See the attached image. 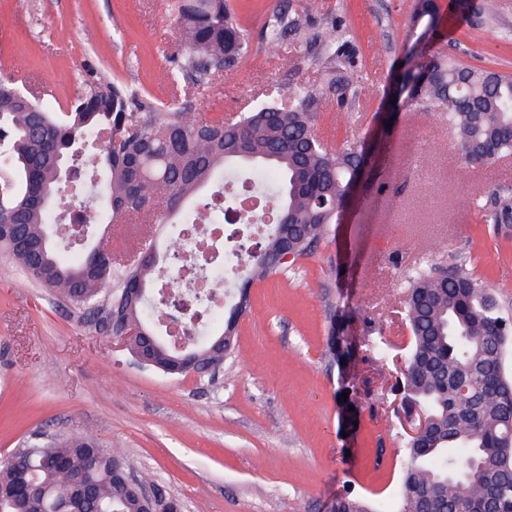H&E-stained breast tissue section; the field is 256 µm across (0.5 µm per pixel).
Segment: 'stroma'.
Instances as JSON below:
<instances>
[{
	"instance_id": "35a3bbf8",
	"label": "stroma",
	"mask_w": 512,
	"mask_h": 512,
	"mask_svg": "<svg viewBox=\"0 0 512 512\" xmlns=\"http://www.w3.org/2000/svg\"><path fill=\"white\" fill-rule=\"evenodd\" d=\"M175 2L0 0V72L23 70L19 87L59 111L91 69L170 104L183 93L168 77L179 47ZM415 3L227 0L248 52L210 76L196 115L230 118L265 94L322 85L329 71L313 37L334 27L349 32L355 64L343 100L321 101L318 133L370 144L375 165L312 255L251 284L235 348L213 376L138 364L0 252V462L34 434L90 429L184 512H328L348 490L393 505L406 457L393 385L409 342L398 316L408 275L458 254L512 303V224L484 219L491 194L512 187V154L466 162L446 116L391 105ZM436 3L431 51L512 73V0ZM297 14L308 19L297 35L267 41L275 16ZM340 309L347 335L363 338L370 316L392 344L387 364L360 355L350 367L360 388L351 431L325 354Z\"/></svg>"
}]
</instances>
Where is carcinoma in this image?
<instances>
[{
	"instance_id": "carcinoma-1",
	"label": "carcinoma",
	"mask_w": 512,
	"mask_h": 512,
	"mask_svg": "<svg viewBox=\"0 0 512 512\" xmlns=\"http://www.w3.org/2000/svg\"><path fill=\"white\" fill-rule=\"evenodd\" d=\"M181 33L172 80L193 86L236 65L245 54L244 30L224 0H179ZM439 23L434 0H418L410 19L420 29L406 65L396 77L394 98L448 114V126L469 163H489L512 153V75L465 66L420 49ZM301 28L297 20L276 22L268 37L281 41ZM350 53L347 39L326 41L329 62ZM347 74L325 87L288 99L267 100L232 119L202 118L188 102L157 106L129 87L90 74L70 108L56 111L0 74V250L22 271L74 308L95 329L115 335L136 326L151 337L156 355L176 375L185 359L199 372L216 369L226 354L214 348L236 320L217 310L206 334L188 336L180 347L160 322L178 318L181 301L168 294L147 305L157 266L152 238L158 224L179 213L186 198L218 186L197 202L188 218L224 223V168L237 165L264 174L276 187L274 222L264 245L249 254L244 285L278 266L267 261L283 246L301 258L312 254L330 226L340 224L351 184L361 174L365 143L335 147L316 132L318 105L330 94L343 100ZM106 134L105 146L88 160L82 144ZM75 219L109 209L112 222L145 218L151 239L140 256L107 254L84 243L72 254L55 244L62 212ZM487 221L512 224V191L491 196ZM401 321L409 330L402 403L428 416L424 432L406 443V462L395 512H512V374L505 345L512 336L508 314L493 289L460 259L440 260L409 278ZM368 350L389 358L376 321L364 319ZM356 351L336 317L330 318L325 354L346 369ZM127 464L91 431L37 435L0 463V512H142V503L116 476ZM336 512H385L358 494L336 498Z\"/></svg>"
}]
</instances>
